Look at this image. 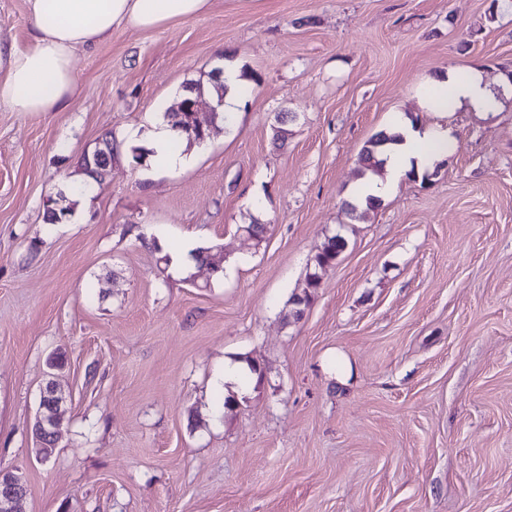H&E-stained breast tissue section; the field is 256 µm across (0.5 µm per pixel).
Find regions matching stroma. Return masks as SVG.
<instances>
[{"label":"stroma","mask_w":512,"mask_h":512,"mask_svg":"<svg viewBox=\"0 0 512 512\" xmlns=\"http://www.w3.org/2000/svg\"><path fill=\"white\" fill-rule=\"evenodd\" d=\"M491 3L211 0L76 52L66 111L0 104V468L26 512H512V88L487 115L424 102L448 71L512 69V12ZM30 30L26 0H0V38ZM218 64L249 89L233 126L174 171L118 159L47 225L105 134L148 131ZM399 112L453 150L355 217L359 152ZM186 238L223 272H172ZM230 358L263 378L225 410L211 377ZM51 377L68 401L42 462ZM345 246L344 239L341 236L334 235L328 238L321 251L314 256V272L309 273L304 289L303 300L305 303L309 301L315 289L320 287L319 271L331 268L345 249ZM67 396L49 379L40 393L39 410L31 431L36 451L41 461H47L53 454L62 427V406Z\"/></svg>","instance_id":"1"}]
</instances>
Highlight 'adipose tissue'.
I'll use <instances>...</instances> for the list:
<instances>
[{
  "mask_svg": "<svg viewBox=\"0 0 512 512\" xmlns=\"http://www.w3.org/2000/svg\"><path fill=\"white\" fill-rule=\"evenodd\" d=\"M211 0H27L33 28V45L19 49L0 41V102L14 112H60L75 93L73 58L76 51H90L114 28L152 29L177 20L205 14ZM428 106L437 112L461 107L490 113L500 105L499 94L480 69L448 73L427 93ZM391 132L400 136L388 145L381 174L364 176L349 200L364 205L366 197L384 199L394 193L408 171L431 170L452 148L447 129L425 127L396 115ZM170 125L158 123L146 134L152 151L149 163L171 171L185 162L182 150L173 148Z\"/></svg>",
  "mask_w": 512,
  "mask_h": 512,
  "instance_id": "adipose-tissue-1",
  "label": "adipose tissue"
}]
</instances>
